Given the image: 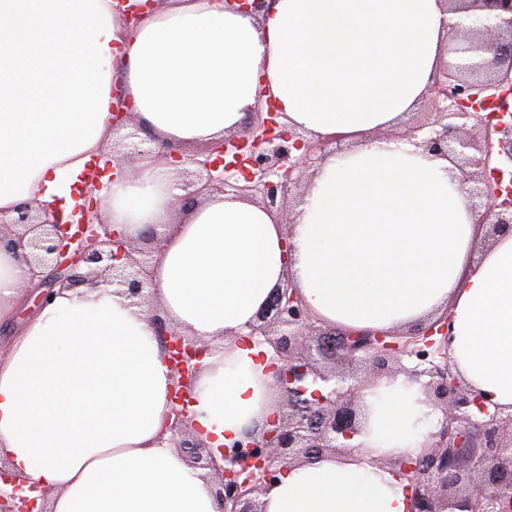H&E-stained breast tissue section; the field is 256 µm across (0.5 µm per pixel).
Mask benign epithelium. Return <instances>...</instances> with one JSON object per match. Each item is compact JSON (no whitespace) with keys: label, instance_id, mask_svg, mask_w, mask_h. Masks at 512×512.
<instances>
[{"label":"benign epithelium","instance_id":"benign-epithelium-1","mask_svg":"<svg viewBox=\"0 0 512 512\" xmlns=\"http://www.w3.org/2000/svg\"><path fill=\"white\" fill-rule=\"evenodd\" d=\"M162 0H117L130 25ZM454 22L448 25L452 60L429 86L438 103L433 121L406 135L424 151L457 157L461 183L471 201L473 223L485 238L512 230V0H441ZM225 7L258 16L267 0H224ZM283 113H250L243 134H229L208 146L204 158L179 146L161 158L193 180L177 184L181 209L215 193L256 196L273 211L307 171L329 153L333 139L312 138L281 121ZM118 160L133 169L151 152L139 134ZM102 185L85 179L77 205L64 222L48 206L19 204L14 215L0 213V248L16 254L38 292L35 306L48 303L55 288L101 283L117 288L131 304L151 308L155 335L171 360L175 391L168 415L169 444L189 466L204 472L221 512H263L267 494L287 468L327 455L355 451L359 432L358 393L390 361L396 371L424 377L425 393L444 420L414 457L382 462L411 488V512H512V412L464 387L448 362L436 361L447 347L451 311L405 333L338 331L318 325L298 289L276 288L250 326L249 336L272 349L271 367L281 395V414L259 434L219 450L200 438L188 419L190 395L203 359L212 347L170 327L154 304L150 276L151 230L139 239L112 232L92 205ZM314 384L322 390L308 392ZM0 462V512H50L48 493L30 496Z\"/></svg>","mask_w":512,"mask_h":512}]
</instances>
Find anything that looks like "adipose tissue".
Listing matches in <instances>:
<instances>
[{"label": "adipose tissue", "mask_w": 512, "mask_h": 512, "mask_svg": "<svg viewBox=\"0 0 512 512\" xmlns=\"http://www.w3.org/2000/svg\"><path fill=\"white\" fill-rule=\"evenodd\" d=\"M439 0H272L253 17L223 0H167L127 29L116 0H0V212L69 209L113 138L112 87L165 144L243 126L262 88L288 125L341 136L291 228L231 194L181 212L172 168L145 156L105 176L101 214L138 238L168 225L150 274L167 322L215 344L187 406L211 447L261 431L276 410L270 354L244 342L274 288L292 282L339 330H394L452 311L462 381L512 409V233L484 251L453 162L397 132L447 61ZM388 136L377 139L378 131ZM25 277L0 249V323ZM148 307L109 287L57 291L0 358V457L51 512H219L199 471L161 439L168 354ZM358 449L290 468L266 512H410L380 460L417 454L442 420L401 373L361 392Z\"/></svg>", "instance_id": "ef3b65f1"}]
</instances>
